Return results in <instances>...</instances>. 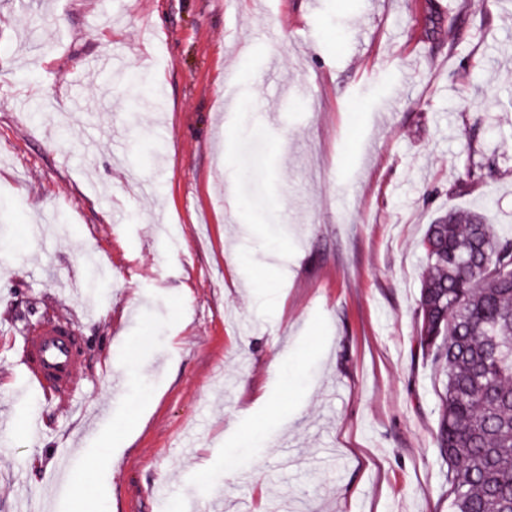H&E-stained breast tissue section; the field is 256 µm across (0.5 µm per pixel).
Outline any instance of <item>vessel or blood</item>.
Returning <instances> with one entry per match:
<instances>
[{
	"label": "vessel or blood",
	"instance_id": "vessel-or-blood-1",
	"mask_svg": "<svg viewBox=\"0 0 512 512\" xmlns=\"http://www.w3.org/2000/svg\"><path fill=\"white\" fill-rule=\"evenodd\" d=\"M19 356L33 391L50 397L76 393L78 356L75 338L67 327L46 324L37 334L24 338Z\"/></svg>",
	"mask_w": 512,
	"mask_h": 512
}]
</instances>
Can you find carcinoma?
<instances>
[{"label": "carcinoma", "instance_id": "1", "mask_svg": "<svg viewBox=\"0 0 512 512\" xmlns=\"http://www.w3.org/2000/svg\"><path fill=\"white\" fill-rule=\"evenodd\" d=\"M417 347L437 366L452 512H512V237L450 211L420 243Z\"/></svg>", "mask_w": 512, "mask_h": 512}]
</instances>
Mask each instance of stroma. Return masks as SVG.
Listing matches in <instances>:
<instances>
[{"label": "stroma", "mask_w": 512, "mask_h": 512, "mask_svg": "<svg viewBox=\"0 0 512 512\" xmlns=\"http://www.w3.org/2000/svg\"><path fill=\"white\" fill-rule=\"evenodd\" d=\"M0 202L41 230L0 252V512H75L65 465L112 512H450L418 243L512 235V0H0ZM49 322L77 392L33 439ZM19 356L33 391L51 399L76 393L78 356L75 337L67 327L48 323L37 334L26 336Z\"/></svg>", "instance_id": "obj_1"}]
</instances>
